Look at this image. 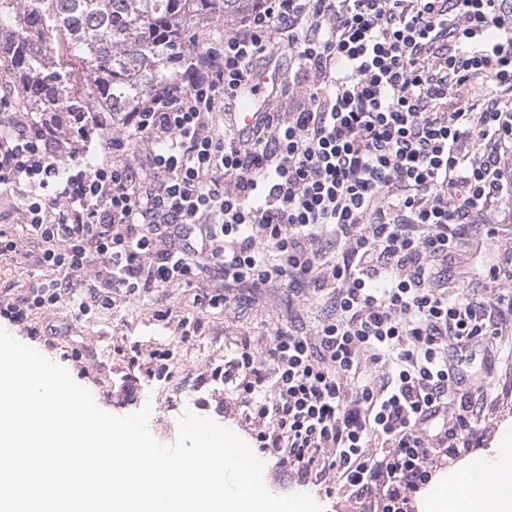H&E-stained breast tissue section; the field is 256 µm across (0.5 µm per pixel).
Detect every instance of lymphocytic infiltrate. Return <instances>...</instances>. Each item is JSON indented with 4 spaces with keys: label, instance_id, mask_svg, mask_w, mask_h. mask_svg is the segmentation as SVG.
I'll return each instance as SVG.
<instances>
[{
    "label": "lymphocytic infiltrate",
    "instance_id": "1",
    "mask_svg": "<svg viewBox=\"0 0 512 512\" xmlns=\"http://www.w3.org/2000/svg\"><path fill=\"white\" fill-rule=\"evenodd\" d=\"M182 58L185 79L135 111L69 127L0 97V257L40 272L0 283V320L36 337L61 307L88 319L205 272L221 285L199 309L285 289L319 307L313 332L237 337L196 387L231 386L259 454L325 497L412 512L497 403L491 384L465 388L449 349L512 360V253L463 291L442 269L512 197V0H263ZM282 64L279 87L308 95L238 135L240 93ZM477 74L495 96L446 111ZM173 358L134 345L127 369L167 380Z\"/></svg>",
    "mask_w": 512,
    "mask_h": 512
}]
</instances>
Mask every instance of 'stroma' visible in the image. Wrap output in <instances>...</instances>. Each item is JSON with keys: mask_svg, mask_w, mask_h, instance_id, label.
Masks as SVG:
<instances>
[{"mask_svg": "<svg viewBox=\"0 0 512 512\" xmlns=\"http://www.w3.org/2000/svg\"><path fill=\"white\" fill-rule=\"evenodd\" d=\"M512 249V199L495 204L487 223L473 227L466 247L448 262L449 282L464 286L469 278L487 266L495 264L507 249ZM171 309L173 314L200 318L203 333L188 344L177 342L172 328L155 317L156 310ZM288 316V302L280 291L271 290L260 298L242 297L240 310L210 309L198 312L192 306L190 291L174 285L154 289L152 293L117 302L112 309L74 321L68 308H60L47 315L46 321L54 325L57 333L50 340L31 342L33 348L48 359L65 367L72 378L85 388L94 382L82 374L79 363L67 360L71 349L92 341L98 342L105 361L116 358L115 346L138 342L151 348L159 344L170 345L174 351V374L169 382L146 386L142 403L149 405V429L163 445L174 444L179 435V419L185 405L199 407L205 391L196 390L193 379L206 371L209 364L220 360L224 350L236 336L250 334L260 344H268L269 336L277 321ZM108 331L111 343L99 342L101 331ZM141 403V404H142ZM512 436V397L497 407L486 419L479 448L472 451V458H494L500 440ZM271 493L276 495L308 494L314 496L323 512H357L355 505L343 496L326 498L317 495L313 486H302L294 473L280 468L267 475Z\"/></svg>", "mask_w": 512, "mask_h": 512, "instance_id": "1", "label": "stroma"}]
</instances>
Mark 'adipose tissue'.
<instances>
[{
    "mask_svg": "<svg viewBox=\"0 0 512 512\" xmlns=\"http://www.w3.org/2000/svg\"><path fill=\"white\" fill-rule=\"evenodd\" d=\"M426 512H512V448L487 464L472 459L436 478Z\"/></svg>",
    "mask_w": 512,
    "mask_h": 512,
    "instance_id": "adipose-tissue-1",
    "label": "adipose tissue"
}]
</instances>
